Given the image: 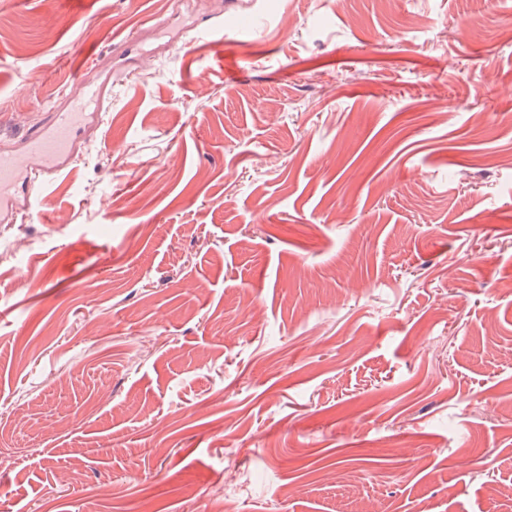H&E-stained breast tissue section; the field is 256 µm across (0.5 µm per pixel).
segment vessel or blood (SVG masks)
Instances as JSON below:
<instances>
[{
    "label": "vessel or blood",
    "instance_id": "1",
    "mask_svg": "<svg viewBox=\"0 0 512 512\" xmlns=\"http://www.w3.org/2000/svg\"><path fill=\"white\" fill-rule=\"evenodd\" d=\"M100 115V96L74 81L66 103L49 112L20 145L0 141V223L11 224L19 208L36 215L37 200L51 176L66 167L86 123Z\"/></svg>",
    "mask_w": 512,
    "mask_h": 512
}]
</instances>
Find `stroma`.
I'll return each mask as SVG.
<instances>
[{"mask_svg":"<svg viewBox=\"0 0 512 512\" xmlns=\"http://www.w3.org/2000/svg\"><path fill=\"white\" fill-rule=\"evenodd\" d=\"M241 9L0 0V512H512V0ZM99 110L100 95L73 81L67 87L66 104L49 112L19 146L0 141L1 224L15 222L21 202L30 216L37 215L41 190L69 164L86 123L102 118Z\"/></svg>","mask_w":512,"mask_h":512,"instance_id":"35a3bbf8","label":"stroma"}]
</instances>
